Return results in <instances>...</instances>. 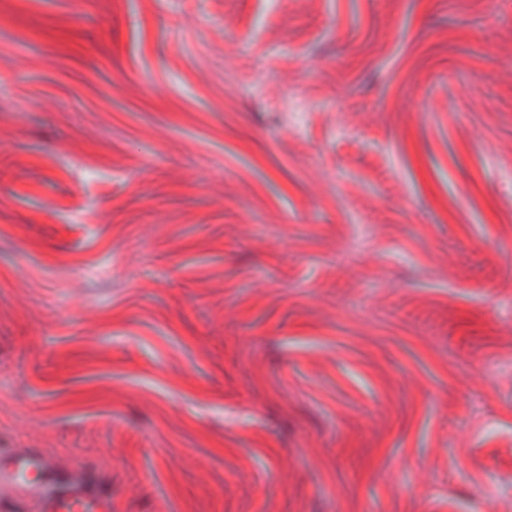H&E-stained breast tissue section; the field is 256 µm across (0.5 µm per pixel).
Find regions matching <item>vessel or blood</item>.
<instances>
[{
    "instance_id": "vessel-or-blood-1",
    "label": "vessel or blood",
    "mask_w": 512,
    "mask_h": 512,
    "mask_svg": "<svg viewBox=\"0 0 512 512\" xmlns=\"http://www.w3.org/2000/svg\"><path fill=\"white\" fill-rule=\"evenodd\" d=\"M0 490L34 501L36 512H112V493L67 473L36 449L0 451Z\"/></svg>"
}]
</instances>
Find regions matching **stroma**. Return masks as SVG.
<instances>
[{"instance_id":"35a3bbf8","label":"stroma","mask_w":512,"mask_h":512,"mask_svg":"<svg viewBox=\"0 0 512 512\" xmlns=\"http://www.w3.org/2000/svg\"><path fill=\"white\" fill-rule=\"evenodd\" d=\"M0 448L512 512V0H0Z\"/></svg>"}]
</instances>
